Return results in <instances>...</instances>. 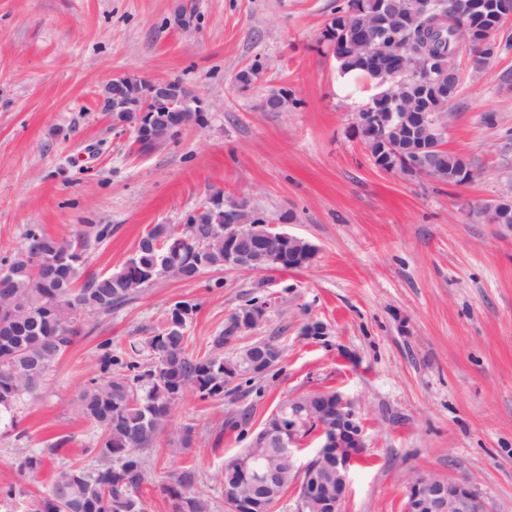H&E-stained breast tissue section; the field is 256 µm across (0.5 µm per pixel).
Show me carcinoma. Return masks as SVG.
Instances as JSON below:
<instances>
[{
  "label": "carcinoma",
  "mask_w": 512,
  "mask_h": 512,
  "mask_svg": "<svg viewBox=\"0 0 512 512\" xmlns=\"http://www.w3.org/2000/svg\"><path fill=\"white\" fill-rule=\"evenodd\" d=\"M379 0H339L321 32L322 41L333 51L336 68L342 77L361 75L378 89L371 98V111L379 129L395 132L403 113L413 111L420 99V80L432 75L460 84L456 64L459 44L449 27H422L419 20L435 13L461 17L469 0H385L378 11ZM384 37V50L389 54L413 52V63L423 70L398 84L389 81L384 61L373 62V36ZM512 49V36L493 40L478 55L472 69L480 70ZM448 111V97L440 92L428 95L426 117L415 123V139L427 144L441 143L444 133L431 121L432 113ZM441 178L459 183L463 164L451 152L439 157ZM206 239L209 267H224V241L209 239L205 224L184 225L177 233L167 224H156L138 241L135 254L128 262V274L121 270L88 276L76 285L77 264L70 258L56 264V275L43 276L42 260L58 258L63 240L31 229L27 245L18 250L6 267L13 271L7 281L0 282V422L14 421V412L25 399L35 395L45 376L58 359L74 343L81 318L86 313L112 314L139 294L150 282L140 279L132 286L131 275L142 265H151L162 254L172 253L186 270L183 280L193 274L194 263L180 238ZM187 311L186 320L171 323L166 313L154 335L145 338L144 347L154 359L148 369L130 356L112 352V344L99 345L98 364L104 381L91 380L77 398L79 414L99 433L95 448L98 464L94 468L73 463L60 471L66 481L53 480L46 495L31 503V512H129L127 502L134 500V512H146L137 495L144 480L141 452L170 426L176 405L185 387L191 384L203 399L224 398V372L227 358L220 350L230 341L222 331L213 339L210 354L195 358L188 352V323L193 305L180 301ZM258 465L248 468L231 464L224 469V499L231 503L230 493L255 477ZM195 472L181 470L172 477V485L163 488L171 500L172 512H209V503L194 491Z\"/></svg>",
  "instance_id": "1"
}]
</instances>
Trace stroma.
Here are the masks:
<instances>
[{"label":"stroma","mask_w":512,"mask_h":512,"mask_svg":"<svg viewBox=\"0 0 512 512\" xmlns=\"http://www.w3.org/2000/svg\"><path fill=\"white\" fill-rule=\"evenodd\" d=\"M190 28L175 21L181 9ZM336 0H0V258L30 227L82 240L79 279L119 268L154 225L179 227L214 192L247 200L270 224L315 244L307 268L275 274L207 269L191 282L155 281L82 331L0 425V479L25 512L59 471L96 465L97 436L76 410L98 374L97 353L139 347L171 305L196 304L189 351L202 357L246 300L269 299L266 321L225 346L263 338L280 364L221 399L187 386L144 453L139 496L171 512L173 474L197 473L211 512H227L222 473L283 400L329 390L366 423L363 461L340 512H402L417 473L467 480L489 512H512V229L469 218L512 180V51L484 69L461 47L459 93L449 103L448 151L472 162L469 184L406 180L379 171L350 131L367 93L341 78L320 35ZM264 67L250 86L237 74ZM180 81L201 121L140 151L131 129L100 108L113 77ZM296 102L267 112L280 89ZM322 324L317 336L310 324ZM247 415L232 428L231 417ZM189 442H182V429ZM43 454L34 471L18 448Z\"/></svg>","instance_id":"1"}]
</instances>
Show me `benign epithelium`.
I'll use <instances>...</instances> for the list:
<instances>
[{"label":"benign epithelium","mask_w":512,"mask_h":512,"mask_svg":"<svg viewBox=\"0 0 512 512\" xmlns=\"http://www.w3.org/2000/svg\"><path fill=\"white\" fill-rule=\"evenodd\" d=\"M469 13L474 23H465L458 18L448 19L456 26L461 44L482 46L497 31L498 25L512 18V0H471ZM102 111L112 117L116 125L130 127L141 145L161 139L159 121L170 114L182 116L183 126L199 122L200 108L196 100H188L180 89L168 81H142V102L130 104L125 98L119 78L110 79L100 95ZM408 149L417 158L411 171H403L385 160ZM445 150L440 144L415 143L414 132L406 131L392 141L384 134L377 135L367 148V154L376 168L387 174L407 179L438 174L437 152ZM249 208L245 200L227 201L224 193L216 192L206 204L193 214L195 224H210L222 231L224 238V267L259 272L282 271L286 268H304L312 263L317 247L304 238L279 231L258 215L255 224L241 223L240 213ZM498 213L499 223H504L512 212V187L488 203L487 213L472 209L470 216L486 221V214ZM266 309L249 308L239 315L232 325L233 334H242L253 324L263 321ZM248 363L254 374L273 370L279 364V357L270 353L269 345L247 347L236 352ZM322 404L313 408L310 398L289 402L293 410L284 414L274 411L250 443L248 458L260 459L257 448L279 446L277 457L281 465L276 466L264 459V467L252 482L253 493L248 499L236 501L238 512H251L253 503L260 502L278 490L281 466L286 465L297 476L299 498L311 502L319 493L325 475H330L336 486V493L322 496L319 512H339L340 505L349 489L352 468L363 460L367 448L365 426L355 411L353 402L338 391H324L317 394ZM313 424L318 428L320 444L315 451L316 459L296 465L291 445L294 433L300 426ZM404 512H489L484 499L463 480H448L432 474L417 473L409 479L404 494Z\"/></svg>","instance_id":"7a95c632"}]
</instances>
